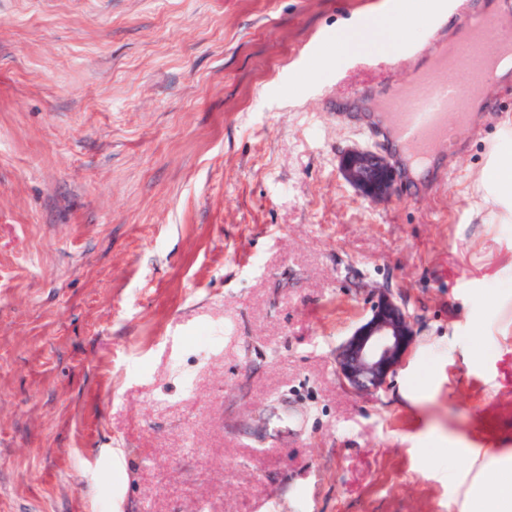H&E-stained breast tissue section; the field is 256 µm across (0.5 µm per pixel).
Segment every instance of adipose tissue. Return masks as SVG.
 <instances>
[{
    "instance_id": "ef3b65f1",
    "label": "adipose tissue",
    "mask_w": 512,
    "mask_h": 512,
    "mask_svg": "<svg viewBox=\"0 0 512 512\" xmlns=\"http://www.w3.org/2000/svg\"><path fill=\"white\" fill-rule=\"evenodd\" d=\"M442 9L441 0H417L413 5L408 0H388L382 9L341 29L336 43L350 53L375 51L387 54L394 50L403 36L402 30L393 23L395 17L410 12L416 19L423 20L436 16Z\"/></svg>"
}]
</instances>
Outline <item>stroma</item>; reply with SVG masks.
<instances>
[{
    "instance_id": "obj_1",
    "label": "stroma",
    "mask_w": 512,
    "mask_h": 512,
    "mask_svg": "<svg viewBox=\"0 0 512 512\" xmlns=\"http://www.w3.org/2000/svg\"><path fill=\"white\" fill-rule=\"evenodd\" d=\"M381 2L0 0V512H485L512 483V207L479 180L512 74L388 200L338 171L492 0L337 55ZM380 288L415 342L357 393L335 349Z\"/></svg>"
}]
</instances>
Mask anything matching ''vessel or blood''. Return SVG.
Returning <instances> with one entry per match:
<instances>
[{
	"instance_id": "vessel-or-blood-1",
	"label": "vessel or blood",
	"mask_w": 512,
	"mask_h": 512,
	"mask_svg": "<svg viewBox=\"0 0 512 512\" xmlns=\"http://www.w3.org/2000/svg\"><path fill=\"white\" fill-rule=\"evenodd\" d=\"M502 29V20L494 15L466 13L463 36L435 57L434 67L445 72V80L428 75L411 79L407 97L386 102L387 114L407 144L413 164L421 166L430 160L439 139L448 134L449 120L467 125L470 105L482 100L500 68L512 66V39L502 36Z\"/></svg>"
}]
</instances>
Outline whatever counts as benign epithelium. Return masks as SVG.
<instances>
[{
  "label": "benign epithelium",
  "mask_w": 512,
  "mask_h": 512,
  "mask_svg": "<svg viewBox=\"0 0 512 512\" xmlns=\"http://www.w3.org/2000/svg\"><path fill=\"white\" fill-rule=\"evenodd\" d=\"M339 172L357 194L368 201L387 198L397 173L388 158L361 147L346 151ZM414 318L407 304L383 289L359 325L336 347V370L356 392H378L405 361L414 341Z\"/></svg>",
  "instance_id": "obj_1"
}]
</instances>
